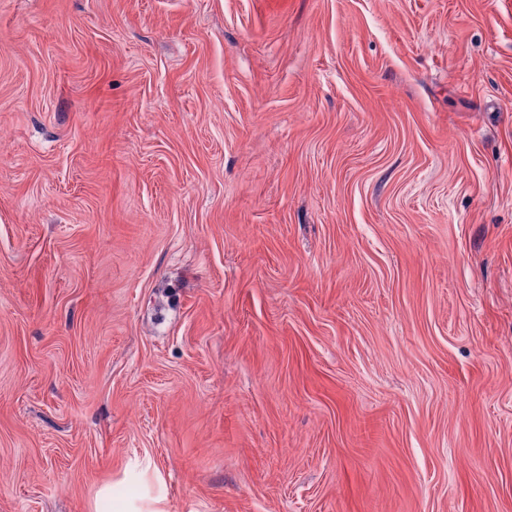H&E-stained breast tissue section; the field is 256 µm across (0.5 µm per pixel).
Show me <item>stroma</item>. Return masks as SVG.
<instances>
[{"label":"stroma","instance_id":"stroma-1","mask_svg":"<svg viewBox=\"0 0 512 512\" xmlns=\"http://www.w3.org/2000/svg\"><path fill=\"white\" fill-rule=\"evenodd\" d=\"M512 512V0H0V512Z\"/></svg>","mask_w":512,"mask_h":512}]
</instances>
